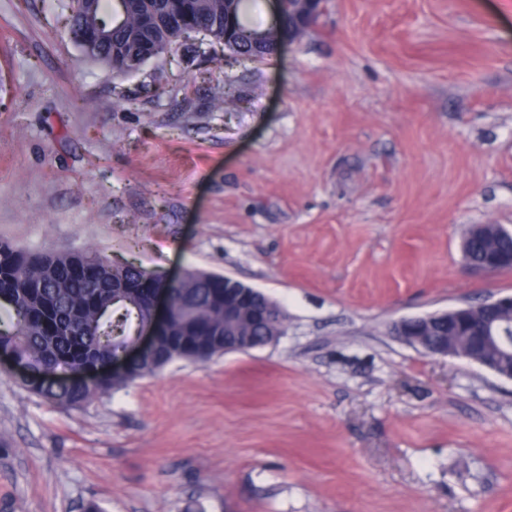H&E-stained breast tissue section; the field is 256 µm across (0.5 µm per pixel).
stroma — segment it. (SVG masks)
I'll return each mask as SVG.
<instances>
[{
	"mask_svg": "<svg viewBox=\"0 0 512 512\" xmlns=\"http://www.w3.org/2000/svg\"><path fill=\"white\" fill-rule=\"evenodd\" d=\"M66 0H0V242L198 270L287 315L81 409L0 364V512H512V381L400 319L512 294V0H327L261 61L113 76ZM233 94L236 106L217 107ZM487 227H492L494 229V236L496 237H511L512 238V228H507L501 224H474L469 227L467 234L464 236L463 247L466 254L467 264L475 269L485 273H489L491 271V267L488 264L480 265L476 264L471 260L469 254V242L472 238L477 236L479 233H484V230Z\"/></svg>",
	"mask_w": 512,
	"mask_h": 512,
	"instance_id": "stroma-1",
	"label": "stroma"
}]
</instances>
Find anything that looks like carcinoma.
<instances>
[{"mask_svg": "<svg viewBox=\"0 0 512 512\" xmlns=\"http://www.w3.org/2000/svg\"><path fill=\"white\" fill-rule=\"evenodd\" d=\"M145 9L143 3L132 4L126 25L112 32L94 61L110 67L114 56L132 54L135 41L131 40V36L134 34L162 43L172 42V35L163 24L160 0L151 3L155 22L146 31L140 26V16ZM222 10V0H205L201 3L197 20L201 25H208L215 13ZM66 258L65 254L33 252L0 244V269H15L26 276L29 288L27 305L34 307L42 302L52 304L61 325L58 335L48 336L40 325L21 320L20 312L11 302L0 300V313L6 316V320H0V347L12 350L30 366L35 378L27 386L29 392L55 407L74 410L88 405L99 395L155 373L161 368V362L143 364L128 372L113 373L106 367V363L119 353L131 337V316L120 308L113 309L109 316L110 333L100 336L94 313L75 319L71 316V310L85 295L98 288H109L112 280L130 278L133 273L103 263L98 279L92 285L81 281L60 284L53 279L52 268ZM170 302L179 317L172 322L168 335L162 337L160 342L165 361L179 359V343L185 336L201 338L196 356L198 363L204 364L224 354L226 332L246 333L259 339L282 333V320L268 325H253L243 318L234 324H224V280L220 276L194 273L170 292ZM87 363L94 364L101 371L98 382L91 384L78 373Z\"/></svg>", "mask_w": 512, "mask_h": 512, "instance_id": "cac0c4a2", "label": "carcinoma"}]
</instances>
